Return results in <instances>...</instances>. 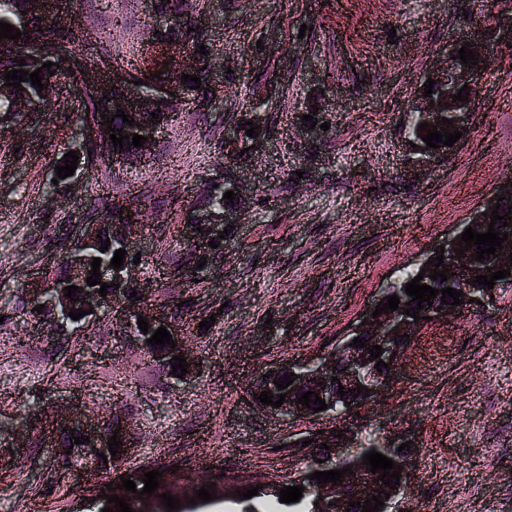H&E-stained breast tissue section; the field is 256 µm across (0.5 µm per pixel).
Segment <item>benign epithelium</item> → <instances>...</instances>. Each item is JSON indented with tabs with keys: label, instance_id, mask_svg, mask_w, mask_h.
Wrapping results in <instances>:
<instances>
[{
	"label": "benign epithelium",
	"instance_id": "benign-epithelium-1",
	"mask_svg": "<svg viewBox=\"0 0 512 512\" xmlns=\"http://www.w3.org/2000/svg\"><path fill=\"white\" fill-rule=\"evenodd\" d=\"M34 9L38 14L45 17L49 21L55 23V27L60 28L62 24L56 22L58 17V0H37L33 3ZM485 32L486 28L481 24L474 25L469 32L462 37V43L456 45L446 58L445 65L442 70V77L433 85V93L429 97L421 98L413 102L409 107V118L417 119L421 122L426 121L428 125L435 126L436 122L442 118L453 120V125L448 127L449 131L458 130L467 133L469 128V120L476 112V100L469 97L468 100L452 101L454 94L458 93L463 85L469 88L477 89L484 69L482 65L485 63ZM469 43L468 49L476 53L479 65H465L459 59H451V56L458 55V50L462 48V44ZM62 51V47L49 39H39L30 46V55L33 59L30 63L41 66L45 62H56L59 67L67 72H75L78 74V83L83 94L94 96L102 100L103 107L95 113L94 119L89 124L83 126L82 142L87 145L98 146L109 141L111 131L103 122L116 111H124L128 119L135 120V125L131 126V132L138 133L147 138V142L140 148V153H145L156 145V135L161 130L162 124L152 121L150 112L154 111L158 102L179 100L182 98V89L176 82L167 78L160 80L153 78L152 90L146 93L137 89L133 85L130 74L111 68L109 73L111 77L107 80H98L90 76L89 72L83 71V66L73 60L65 61L58 52ZM153 57L160 61H174L182 66L193 67L195 61L188 50L179 42L158 41L152 45ZM55 84L43 87L42 93L16 97L13 90L4 85L3 77L0 76V101L10 102V111L12 112H34L42 105H50L53 102L52 91ZM117 88L125 89V95H115L113 91ZM95 224H75L72 227L74 237V252L71 255L68 272L62 279L48 282L39 277L34 278L27 294L29 303L33 306L50 300L56 308L57 321L60 327L68 330V313L71 307L76 306L84 310L92 309L94 311L110 307L112 309H121L123 322L134 323V317L141 316L145 321L155 327L161 325L172 335V340L176 341L177 346L167 348L162 352H156L152 346L146 343V337L140 336L138 340L141 342L142 348L149 351L153 355L155 361L164 363L175 355H182L186 358L190 367L187 368L185 377L193 376L199 369L198 363L194 356L183 343V339L178 329L168 320L162 313L153 312L152 308L147 304H142L138 308L128 312L121 308L125 292L122 289L112 290L106 297H101L98 289L89 288L87 293L79 296V301L73 303L69 298L65 297L63 288L75 283H83L88 277L90 258L94 256L93 248L96 247ZM501 232H508L507 241L502 243L504 249L496 250V255L490 257L493 271L505 269L510 271L507 278H512V259L508 255L512 253V228L503 227ZM460 237H455L451 243L445 245L443 265L436 268L431 261L437 257L436 252L432 251L424 260H422L416 269L426 270L430 274L433 269L443 270L449 269L453 276L448 278L447 284L453 286L457 290L463 291L462 301L464 304L460 306L452 305L453 299H448V303L443 305L433 304L423 310L416 311L421 316V320L416 321L414 318L404 314V311L398 309L396 311H388L377 318L372 317V313H367L365 325L361 326L354 336L345 338L336 346L333 352L322 353L316 358L304 361L302 363L288 366V370L298 375L297 382L300 385L307 386L310 390L319 393V397L325 399L327 404H339V409L345 414L351 415L357 412L358 406L367 404L370 399L374 398L380 390L388 386L394 378V370L398 362L405 356L409 341L400 338L395 339V334H408L414 336L419 328L425 323V318L430 317L434 321L447 320L450 317L460 314V312L474 306L470 299H482L491 294L488 287L471 283L473 280L472 267L470 260L474 259L473 249L464 252L463 257H456L454 249L458 248ZM367 341V347L354 348L350 346L353 337ZM373 345H379L384 349L380 356L384 362H392L390 369L377 371L373 355L368 353V348ZM395 358H390V355ZM340 379L336 383L332 378ZM343 387L345 395L337 394L338 387ZM368 388L369 397H364V393L357 392V387ZM287 397L285 402L279 408L258 404V407L267 410L273 414L284 417H299L313 414V408H306L297 403V399L293 396V392L285 390ZM358 397H353V394ZM105 424L98 422L91 423L84 420L66 409L56 411V414L47 418L42 427V434L55 440L56 446L60 448L61 456L72 462L79 463L90 473H95L97 464L101 460L99 454H109L108 439L109 436L104 432ZM73 429L80 435L89 437V442L71 449V454H66V449L62 448L61 439L65 435L63 429ZM342 436L334 437V432L330 429L324 430V433L314 436V442L309 445L313 449V459H323L320 449L317 445L325 443L330 446L329 456L339 458L341 460L356 456L358 447L359 429L356 425L348 423L340 427ZM352 474H344L341 482L335 484H326L314 491V501L321 499L334 504L332 512H346L349 503L352 501H362L372 497L375 490H383L389 493V496H381L384 502L382 512H392V505L396 503L400 495L407 488L408 469L402 467V477L399 485L396 487H387L381 482H374L375 476L366 472L362 461L355 460L351 463Z\"/></svg>",
	"mask_w": 512,
	"mask_h": 512
}]
</instances>
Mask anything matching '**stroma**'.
I'll return each instance as SVG.
<instances>
[{"label":"stroma","mask_w":512,"mask_h":512,"mask_svg":"<svg viewBox=\"0 0 512 512\" xmlns=\"http://www.w3.org/2000/svg\"><path fill=\"white\" fill-rule=\"evenodd\" d=\"M510 14L512 0H195L222 90L206 103L186 97L149 158L82 165L65 190L52 189L57 161L82 143L69 83L40 122L19 114L1 126L0 512H89L113 478L85 479L57 448L37 445L53 403L99 421L120 411L134 446L122 469L177 466L187 500L209 483L221 499L306 470L305 440L342 418L272 415L248 388L262 371L350 336L403 270L512 180V48L498 31L467 137L429 158L405 146L408 108L449 49L476 22ZM148 15L146 0H66L60 11L90 70L102 58L88 44L150 55ZM253 121L254 138L243 133ZM229 127L248 156L220 153ZM227 180L245 193L223 252L199 271L173 268L197 247L183 230L199 192ZM106 191L149 195L129 252L141 257L147 304L200 362L193 377L152 361L110 310L66 336L51 316L29 313L28 281L62 256L47 239L101 223L92 203ZM511 369L512 282L412 338L390 388L356 419L362 434L413 440L403 512H512Z\"/></svg>","instance_id":"35a3bbf8"}]
</instances>
